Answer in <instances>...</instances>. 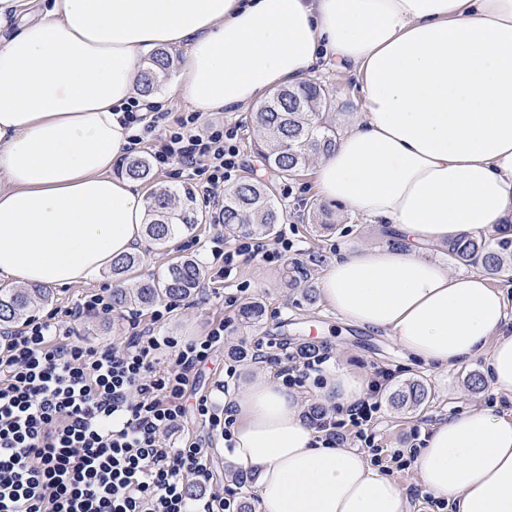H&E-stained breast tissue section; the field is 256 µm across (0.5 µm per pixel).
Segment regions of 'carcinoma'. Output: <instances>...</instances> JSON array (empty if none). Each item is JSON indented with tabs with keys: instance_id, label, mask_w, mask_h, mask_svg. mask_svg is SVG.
<instances>
[{
	"instance_id": "obj_1",
	"label": "carcinoma",
	"mask_w": 512,
	"mask_h": 512,
	"mask_svg": "<svg viewBox=\"0 0 512 512\" xmlns=\"http://www.w3.org/2000/svg\"><path fill=\"white\" fill-rule=\"evenodd\" d=\"M174 64L173 53L158 49L145 61L137 90L148 94L166 80ZM331 108L329 92L315 82L274 91L257 110L260 139L257 150L267 166L281 178H289L305 167L312 156L330 148L336 129L326 122ZM122 173L133 180L147 181L151 164L145 157H131L122 165ZM186 202L174 204L176 193L159 187L150 193L146 208V234L153 242L164 245L176 235L199 223L192 205L191 191H184ZM282 219V209L272 185L247 177L232 191L224 194L218 223L234 235L270 236ZM448 255L464 266L479 267L485 273L502 276L512 271V224H498L493 231L479 235L463 234L447 243ZM140 257L126 254L112 261V273L120 275L135 268ZM203 278V270L190 258H178L165 269L158 281H143L136 288L112 290V305L151 306L158 298L177 301L189 297ZM47 299L39 289L29 293L0 292V322L23 319L32 299ZM423 382L416 380L395 390L391 403L397 408H415L427 398Z\"/></svg>"
}]
</instances>
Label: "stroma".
<instances>
[{"instance_id":"35a3bbf8","label":"stroma","mask_w":512,"mask_h":512,"mask_svg":"<svg viewBox=\"0 0 512 512\" xmlns=\"http://www.w3.org/2000/svg\"><path fill=\"white\" fill-rule=\"evenodd\" d=\"M312 79L332 90L334 105L327 121L338 132H345L355 120L359 98L352 75L341 69H327L313 73ZM255 113V106L250 105L232 112H206L202 120L207 124H239L242 135L239 173L264 179L268 173L262 157L254 149ZM157 186L191 190L194 206L205 214L215 211L222 203L221 198L204 195L201 187L175 163L153 168L151 181L139 183L138 188L147 195ZM277 196L288 235L295 245L285 265H268L256 259L245 261L229 282L197 288L161 321H153L151 309L141 311L143 324L154 325L163 334L187 339L206 335L215 323L228 322L224 346L215 352L212 362L201 373L197 394L214 395L223 387L235 393L257 373H274V366L256 360L232 362L230 346L239 344L249 349L254 342L270 341L297 348L314 341L329 353L330 367L352 368L369 375L378 369L389 370L394 374L390 384L394 390L412 380L422 381L426 386L428 398L420 407L399 409L389 401H382L371 426L375 444L380 448H411L413 431L431 432L438 422L475 407H487L498 413L512 411V401L492 391L484 358L467 361L450 371L423 366L408 359L390 334L346 324L324 301L320 281L336 256L358 246L394 247L398 244L396 238L386 236L382 227L367 223L343 206L318 197L312 167L278 182ZM313 211L326 214L327 226L312 224L309 214ZM217 236L223 238L225 245H232V237L225 235L221 225L207 222L181 233L165 246L144 244L139 250L138 266L126 275L124 282H117L107 268L93 280L50 289L48 301L35 303L28 314L42 318L52 310L75 306L87 295L109 291L120 284L135 287L139 282L159 276L173 259L181 256L207 263L210 243ZM255 300L264 306L262 322L257 325L242 322L239 317L242 304ZM126 327L120 313L115 312L105 318L80 319L72 323L71 334L87 345L119 343L126 337ZM230 364L235 366L236 374L229 379L225 368Z\"/></svg>"}]
</instances>
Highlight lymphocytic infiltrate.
<instances>
[{
  "instance_id": "obj_1",
  "label": "lymphocytic infiltrate",
  "mask_w": 512,
  "mask_h": 512,
  "mask_svg": "<svg viewBox=\"0 0 512 512\" xmlns=\"http://www.w3.org/2000/svg\"><path fill=\"white\" fill-rule=\"evenodd\" d=\"M200 118L181 113L156 134L131 103L121 118L126 151L149 152L159 167L179 164L216 191L241 165V136L238 125L204 128ZM293 247L284 231L272 243L241 236L232 246H212L211 266L224 278L244 261L284 263ZM113 310L110 293H94L63 315L51 312L0 333V512H239L234 490H213L209 441L179 431L191 415L220 431L225 446L233 444L231 406L188 396L223 347L227 322L184 340L156 333L131 313L124 342L71 340V322ZM258 356L289 387L304 386L329 359L314 346ZM391 379L378 374L343 418L320 415L315 428L323 447L343 445L350 426L365 438Z\"/></svg>"
}]
</instances>
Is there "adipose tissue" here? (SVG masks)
<instances>
[{"label": "adipose tissue", "instance_id": "obj_1", "mask_svg": "<svg viewBox=\"0 0 512 512\" xmlns=\"http://www.w3.org/2000/svg\"><path fill=\"white\" fill-rule=\"evenodd\" d=\"M161 48L180 50L176 86L205 112L319 65L354 76L359 116L318 157L317 194L399 244L334 259L322 296L425 366L487 356L493 392L512 400L504 292L422 255L512 222V0H56L0 36V279L66 288L142 247L143 195L112 168L142 58ZM366 387L334 368L323 395L347 407ZM225 402L262 512H407L405 487L362 453L321 446L295 389L260 374ZM413 465L448 512H512V412L451 416Z\"/></svg>", "mask_w": 512, "mask_h": 512}]
</instances>
